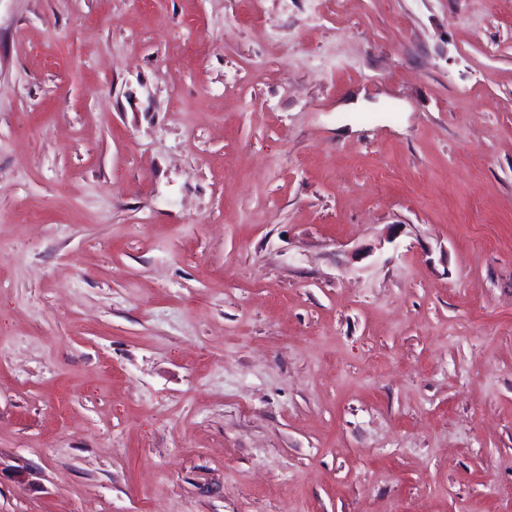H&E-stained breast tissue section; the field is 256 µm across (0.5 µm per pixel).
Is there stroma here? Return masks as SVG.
Returning <instances> with one entry per match:
<instances>
[{"label": "stroma", "mask_w": 512, "mask_h": 512, "mask_svg": "<svg viewBox=\"0 0 512 512\" xmlns=\"http://www.w3.org/2000/svg\"><path fill=\"white\" fill-rule=\"evenodd\" d=\"M512 512V0H0V512Z\"/></svg>", "instance_id": "stroma-1"}]
</instances>
